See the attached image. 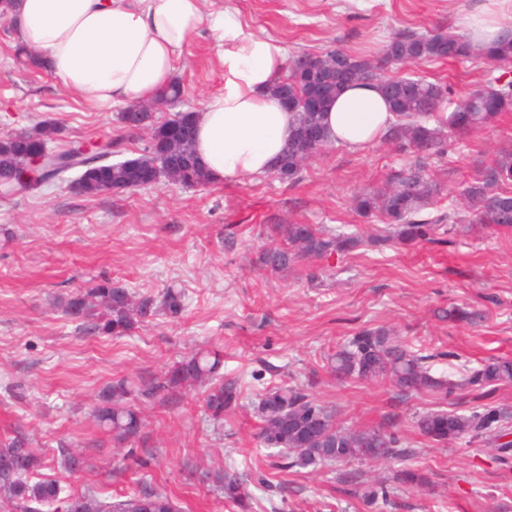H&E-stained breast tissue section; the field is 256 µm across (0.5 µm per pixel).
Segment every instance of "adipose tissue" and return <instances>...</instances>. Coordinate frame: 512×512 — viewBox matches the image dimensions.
<instances>
[{
	"label": "adipose tissue",
	"mask_w": 512,
	"mask_h": 512,
	"mask_svg": "<svg viewBox=\"0 0 512 512\" xmlns=\"http://www.w3.org/2000/svg\"><path fill=\"white\" fill-rule=\"evenodd\" d=\"M200 0H0L16 40L75 95L102 110L154 99L200 29L224 44V89L196 117V148L210 181L272 172L292 119L271 96L284 77L285 48L246 30L230 11L202 14ZM470 17L463 33L491 47L508 29L512 0ZM395 120L378 84L346 86L323 116L332 144L360 150L384 139Z\"/></svg>",
	"instance_id": "adipose-tissue-1"
}]
</instances>
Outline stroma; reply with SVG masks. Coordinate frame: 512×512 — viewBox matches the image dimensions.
<instances>
[{
	"mask_svg": "<svg viewBox=\"0 0 512 512\" xmlns=\"http://www.w3.org/2000/svg\"><path fill=\"white\" fill-rule=\"evenodd\" d=\"M486 3L201 0V9L232 10L293 58L334 45L375 53L404 30L458 27ZM17 46L9 22L0 21V138L50 120L62 128L57 148L119 137L137 152L148 143L149 130H128L117 112L89 106L48 71L18 66ZM221 51L209 30L191 39L176 63L184 97L177 107L158 108L156 121L177 110L203 111L223 90ZM403 72L448 85L458 100L488 76L512 79V64L438 61ZM510 146L507 112L425 160L385 142L358 151L336 144L292 182L271 173L198 187L163 179L119 194L87 197L60 185L0 199V440L23 432L51 464L59 447L83 450L87 468L59 476L68 491L90 488L105 498L153 489L175 497L185 512H239L215 490L218 470L241 477L248 512H512V467L500 463L495 448L464 439L439 445L416 427L429 411L469 412L478 404L473 391L403 397L385 382L337 380L326 361L359 330L380 326L413 351L434 354L432 372L453 380L464 368L512 360V231L466 223L436 243L364 245L320 260L315 281L309 263L272 273L258 262L279 240L274 224L376 233L380 217H360L353 196L384 187L416 163L441 186L436 208H447L480 161ZM102 279L154 296L176 288L183 308L159 312L124 336L85 335L57 302ZM453 306L474 312L475 322L443 319ZM202 348L224 354L221 373L240 391L233 412L214 419L197 387L144 404V438L133 448L114 446L94 424L90 411L112 380L159 377ZM285 385L334 407L339 425L393 426L410 456L281 470L273 450L259 443L258 404ZM406 468L423 473L428 486L399 483ZM369 486L385 488L386 500L366 503Z\"/></svg>",
	"mask_w": 512,
	"mask_h": 512,
	"instance_id": "stroma-1",
	"label": "stroma"
}]
</instances>
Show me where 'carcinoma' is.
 I'll return each instance as SVG.
<instances>
[{
    "mask_svg": "<svg viewBox=\"0 0 512 512\" xmlns=\"http://www.w3.org/2000/svg\"><path fill=\"white\" fill-rule=\"evenodd\" d=\"M481 59L491 64L512 62V38L504 37L487 49L474 48L466 38L443 26L425 33L402 32L392 37L376 58L358 55L340 46L319 54L297 56L292 61L288 81L273 88L277 100L285 97L297 106L293 113L294 129L284 147L274 174L283 181L294 180L309 159L331 145L323 125V113L330 100L353 82H378L396 123L390 126L386 141L400 149L411 148L424 155H441L447 138L460 140L470 132L488 126L503 112L512 110V80L491 77L482 89L470 93L471 103L462 112H451L445 121L432 126L436 113L452 94L450 88L422 77H383L380 71L390 64H421L432 60L460 61ZM319 88L321 106L310 110L306 98ZM130 129L148 127L151 139L134 162H112L110 145L75 141L59 151L54 160L44 162L38 185L19 179L16 170L30 149L38 150L59 135L61 128L51 122L35 131H24L0 140V193L11 196L57 184H68L75 192L97 195L105 192L134 191L142 188L141 167H153L166 159L168 126L186 123V139L181 152L197 156L195 114H182L157 125L153 113L128 108L120 116ZM168 181L179 185H204L208 178L202 165L185 164L170 172ZM440 186L423 167L403 171L384 188L359 196L355 208L365 214L377 212L384 219L380 234L369 237L375 246L393 241L402 243L434 242L438 230L466 221L494 229L512 230V149L500 150L489 164L480 168L465 183L461 204L446 212L424 213L438 195ZM274 230L284 244L266 248L259 261L263 268L283 271L299 261L322 260L356 250L363 238L346 231H325L315 224H276ZM182 307L181 292L169 288L161 296L140 294L101 280L90 288L80 289L61 303L63 315L83 321L88 335L124 334L153 317L158 310L177 313ZM428 357L409 350L383 327L365 328L353 335L328 358L330 372L338 379L384 381L403 395L438 393L449 395L456 389L474 387L482 390L512 382V360L495 359L465 375L459 381L435 376L427 365ZM221 366L217 351H197L176 361L160 379L130 380L117 378L99 395L92 410L94 423L119 444L141 439L142 413L135 401L164 399L194 386L208 387L206 404L219 418L232 412L238 401L234 382L212 384ZM258 412L262 420L260 440L267 448L277 449L282 467L305 468L360 460L375 462L404 457L394 433L383 428H347L336 424V409L323 405L299 388L281 387L266 393ZM512 415L503 408L483 404L469 413L437 410L421 415L416 426L421 435L438 444L466 438L468 442L494 444L502 464L509 465L512 442H499L506 435ZM60 464L70 474L86 465L79 451L60 447ZM44 461L28 447V439L17 434L0 442V507L9 505L20 512H182L165 494L142 490L123 500L108 502L91 491L64 494L60 481L40 474ZM41 475L30 483L34 475ZM224 497L243 504L241 479L225 471L217 475Z\"/></svg>",
    "mask_w": 512,
    "mask_h": 512,
    "instance_id": "obj_1",
    "label": "carcinoma"
}]
</instances>
